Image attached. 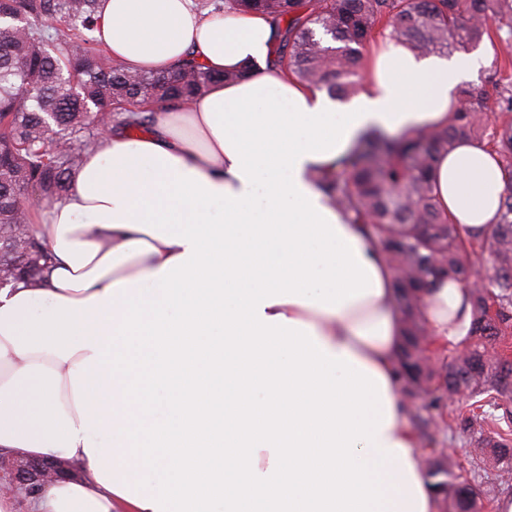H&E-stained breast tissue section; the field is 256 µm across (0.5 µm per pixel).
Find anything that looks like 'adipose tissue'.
Returning <instances> with one entry per match:
<instances>
[{"label":"adipose tissue","instance_id":"adipose-tissue-1","mask_svg":"<svg viewBox=\"0 0 512 512\" xmlns=\"http://www.w3.org/2000/svg\"><path fill=\"white\" fill-rule=\"evenodd\" d=\"M95 35L129 70L246 75L140 135L107 131L35 209L54 264L0 290V451L80 476L28 512H439L401 394L394 273L314 178L366 130L447 127L486 55L373 40L340 106L275 65L270 19L233 0H101ZM434 180L462 234L496 223L485 144ZM424 319L435 345L466 342L467 288L436 282Z\"/></svg>","mask_w":512,"mask_h":512}]
</instances>
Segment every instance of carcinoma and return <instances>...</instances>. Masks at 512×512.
<instances>
[{
  "label": "carcinoma",
  "mask_w": 512,
  "mask_h": 512,
  "mask_svg": "<svg viewBox=\"0 0 512 512\" xmlns=\"http://www.w3.org/2000/svg\"><path fill=\"white\" fill-rule=\"evenodd\" d=\"M100 0H0V272L11 283L40 284L52 255L22 204L29 188L53 203L70 191L84 153L111 126L145 130L154 108L191 100L217 81L190 59L173 72L143 73L112 62L94 36ZM275 23L276 62L301 84L345 101L360 89L362 50L373 35H392L423 56L473 48L491 37L496 18L512 16V0H237ZM446 128L400 136L363 133L316 186L362 226L396 275L393 307L405 330L398 357L402 394L440 410L444 397L470 393L468 412L448 410V429L467 434L469 468L440 451L423 460L442 512H483L500 487L512 488V191L504 190L498 221L467 237L444 214L432 172L462 141L484 142L512 186V86L463 89ZM486 262V286L470 293L472 335L448 349V361L422 357L428 332L423 290L440 279L466 283L479 275L467 261ZM495 481L484 480L488 467Z\"/></svg>",
  "instance_id": "cac0c4a2"
}]
</instances>
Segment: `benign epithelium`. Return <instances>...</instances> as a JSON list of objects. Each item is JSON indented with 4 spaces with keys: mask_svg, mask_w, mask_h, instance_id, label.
<instances>
[{
    "mask_svg": "<svg viewBox=\"0 0 512 512\" xmlns=\"http://www.w3.org/2000/svg\"><path fill=\"white\" fill-rule=\"evenodd\" d=\"M71 470L62 460L47 461L13 454L0 455V492L19 499L30 497L29 489L42 487Z\"/></svg>",
    "mask_w": 512,
    "mask_h": 512,
    "instance_id": "obj_1",
    "label": "benign epithelium"
}]
</instances>
